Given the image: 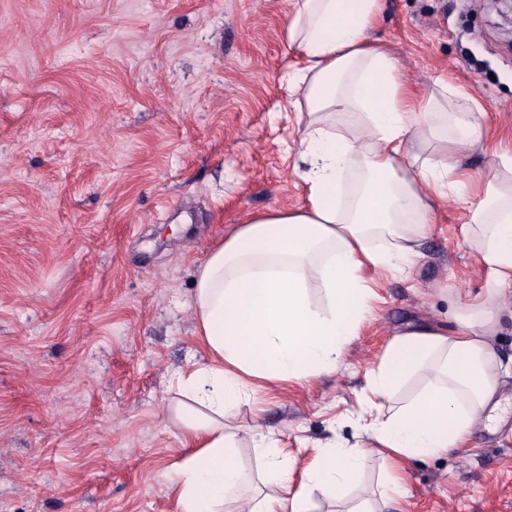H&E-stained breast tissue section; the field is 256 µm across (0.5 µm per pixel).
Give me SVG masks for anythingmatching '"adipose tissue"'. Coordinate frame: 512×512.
Listing matches in <instances>:
<instances>
[{
    "label": "adipose tissue",
    "mask_w": 512,
    "mask_h": 512,
    "mask_svg": "<svg viewBox=\"0 0 512 512\" xmlns=\"http://www.w3.org/2000/svg\"><path fill=\"white\" fill-rule=\"evenodd\" d=\"M381 0H293L288 44L304 64L288 89L306 110L297 154L306 164V204L273 208L237 225L196 270L190 298L209 360L174 379L173 412L195 447L177 466L179 512H310L318 490L338 496L369 449L381 454L387 490L398 494L406 459L465 447L493 400L502 367L489 338L512 301V155L475 178L461 163L484 149V112L457 94L446 105L419 96L383 44L370 41ZM344 126H337V118ZM437 146L420 159L419 142ZM360 174L347 205L337 197L346 172ZM466 205L462 233L477 253L482 301L466 305L452 330L406 332L370 372L372 396L392 400L401 380L423 373L422 392L384 418H371L369 447L325 448L296 473L276 438L260 436L267 475L280 495L248 497L237 436L224 412L268 382L317 378L357 335L375 296L373 275L405 272L419 256L434 200ZM322 290L317 306L313 290Z\"/></svg>",
    "instance_id": "adipose-tissue-1"
}]
</instances>
